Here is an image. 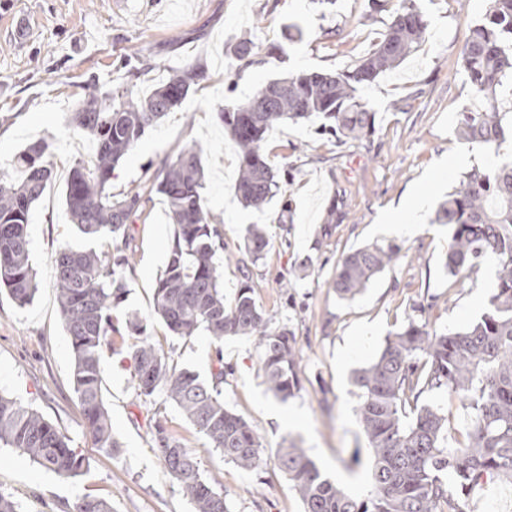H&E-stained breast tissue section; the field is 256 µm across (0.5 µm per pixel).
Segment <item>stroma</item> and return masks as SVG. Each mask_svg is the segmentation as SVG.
I'll use <instances>...</instances> for the list:
<instances>
[{
	"label": "stroma",
	"instance_id": "1",
	"mask_svg": "<svg viewBox=\"0 0 512 512\" xmlns=\"http://www.w3.org/2000/svg\"><path fill=\"white\" fill-rule=\"evenodd\" d=\"M417 3L428 23L423 43L360 91L376 114L375 133L340 144L321 132L317 118L278 125L265 155L287 173L289 183L283 200L255 209L234 195L235 148L216 110L246 99L273 78L350 68L380 40L387 14L369 15L368 0H0V116L6 118L0 123V163L43 138L55 174L28 226L39 281L35 299L21 308L0 294V393L58 425L89 462L82 475L62 481L13 449L0 448V493L11 496L19 512H67L86 495L108 499L113 512H194L155 449L158 421L195 455L204 477L217 479L229 512H304L274 458L288 439L349 496H367L373 454L357 416L354 375L409 321L456 331L488 312L496 260L485 258L464 283H453L442 266L451 230L435 217L465 172L475 166L493 170L501 158L512 156L511 136L493 152L457 134L460 113L483 106L460 55L489 0ZM20 14L30 21V35L21 44L11 33L12 19ZM334 28L341 39L329 37ZM244 38L253 42L261 64L240 71L233 50ZM195 64L204 66L206 79L119 163L112 192L119 196L145 181L161 159L176 157L190 144L206 149V206L224 220V298L233 301L243 273H250L254 297L271 327L288 326L301 353V388L282 401L267 388L254 339H224V405L256 431L265 450L251 471L208 448L165 394L141 404L129 368L135 339L128 335L116 339L101 364L103 399L121 446L112 453L97 448L74 390L73 353L54 287L55 253L87 245L63 199L73 162L94 153L91 138L66 125L87 81L108 86L127 72L133 93L144 96ZM405 99L408 110L395 111L394 103ZM419 186L430 193L419 231L393 235L381 222L383 213L407 203ZM335 201L348 217L314 249ZM250 224L263 225L270 240L265 257L255 263L243 248ZM126 233L135 257L120 272L129 294L118 318L132 312L146 318L152 340L178 367L209 379L214 357L209 336L180 339L152 316L153 288L172 234L160 196L131 218ZM372 244L399 246V259L353 299H339L333 288L339 259ZM303 263L309 266L306 277L293 280L294 268ZM279 404L298 412L297 424L272 414ZM466 512H512V483L488 482L468 497Z\"/></svg>",
	"mask_w": 512,
	"mask_h": 512
}]
</instances>
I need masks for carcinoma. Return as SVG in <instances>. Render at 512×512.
<instances>
[{"label": "carcinoma", "instance_id": "carcinoma-1", "mask_svg": "<svg viewBox=\"0 0 512 512\" xmlns=\"http://www.w3.org/2000/svg\"><path fill=\"white\" fill-rule=\"evenodd\" d=\"M385 2L392 3V9L383 36L352 68L272 79L245 101L218 108L216 117L235 146L234 192L242 203L259 208L284 193L285 175L264 153L274 126L321 116L341 141H359L373 133L375 113L361 101L359 90L414 54L427 30L415 0ZM235 59L238 70L259 63L247 40L237 45ZM461 65L475 93L489 104L460 113L458 133L467 142L496 151L506 125H512L508 113L495 105L497 89L512 79V0H490L483 19L471 28ZM205 77L204 67L194 65L144 97L133 96L123 82L104 90L95 83L87 86L70 125L92 138L95 155L89 162H74L64 197L79 232L87 239H107L108 251L60 249L54 258V283L85 426L98 447L110 451L119 442L103 401L100 373L104 352L112 350V334L119 333L114 312L127 292L116 268L129 265L133 252L126 224L152 194L161 195L173 231L154 289L153 313L181 339L206 332L215 360L207 382L177 369L152 342L146 320L130 315L125 328L138 337L130 352L137 396L146 401L158 391L165 393L208 447L250 470L260 465L263 448L251 426L224 406V337L258 341L265 383L282 400L300 389L299 359L294 333L286 326L271 328L256 304L249 274H243L234 302L224 300V261L218 257L224 250L222 220L204 206L205 149L194 144L173 160L163 159L151 180L120 198L111 186L112 169ZM47 149L44 141L26 146L12 160L18 176L0 175V289L20 308L31 304L37 292L28 225L33 205L52 181ZM346 216L331 205L316 246H322L329 225L342 223ZM436 223L451 229L444 257L451 277L467 279L484 258H496L490 311L456 332L411 321L386 341L371 364L355 373L359 420L373 451V487L366 498L349 497L294 440L277 449V464L303 501L304 512H464L466 498L484 480L512 479V159L490 173L478 166L466 172L440 203ZM269 246L262 228H247L244 249L252 262L264 258ZM398 257L399 250L390 246L348 253L336 267L337 296L354 298ZM433 390L458 395L471 411V424L456 448L445 443L448 416L418 405L422 395ZM153 441L194 512H228L217 482L203 477L197 459L159 422L154 424ZM0 445L61 480L78 476L86 467V459L58 426L2 394ZM69 512H112V504L87 495Z\"/></svg>", "mask_w": 512, "mask_h": 512}]
</instances>
